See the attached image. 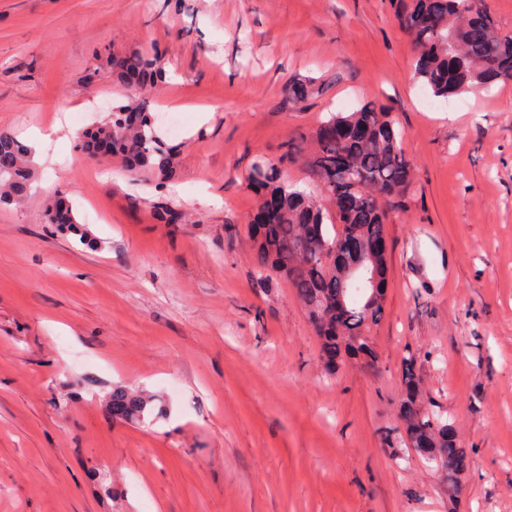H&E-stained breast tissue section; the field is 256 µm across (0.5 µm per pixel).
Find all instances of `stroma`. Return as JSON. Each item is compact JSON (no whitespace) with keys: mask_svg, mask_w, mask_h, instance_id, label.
<instances>
[{"mask_svg":"<svg viewBox=\"0 0 512 512\" xmlns=\"http://www.w3.org/2000/svg\"><path fill=\"white\" fill-rule=\"evenodd\" d=\"M394 0H0V128L39 144L29 199L0 206V512H512V82L441 99L412 71ZM158 45L148 99L179 150L159 182L76 134L127 90L96 51ZM314 93L293 103L291 83ZM373 101L414 187L386 226L377 361L329 370L293 288L254 263L259 159L316 186L284 143ZM67 194L96 248L42 222ZM165 200L189 222L156 216ZM448 411L456 485L398 447L399 370ZM123 386L153 395L113 420ZM148 403L145 398L134 395L123 387H116L110 395L109 409L113 420L138 423L144 420Z\"/></svg>","mask_w":512,"mask_h":512,"instance_id":"stroma-1","label":"stroma"}]
</instances>
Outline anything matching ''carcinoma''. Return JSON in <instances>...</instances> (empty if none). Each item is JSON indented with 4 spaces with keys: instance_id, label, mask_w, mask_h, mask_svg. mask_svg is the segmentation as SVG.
Returning a JSON list of instances; mask_svg holds the SVG:
<instances>
[{
    "instance_id": "obj_1",
    "label": "carcinoma",
    "mask_w": 512,
    "mask_h": 512,
    "mask_svg": "<svg viewBox=\"0 0 512 512\" xmlns=\"http://www.w3.org/2000/svg\"><path fill=\"white\" fill-rule=\"evenodd\" d=\"M396 3L398 22L416 49L414 77L434 96L446 98L512 81V35L499 30L484 0ZM163 65V55L156 49L128 55L98 53L87 80L95 82L103 66L113 83L133 87L143 96L158 89L165 76ZM402 138L390 113L368 101L353 112L330 114L314 131L312 150H307L302 139L286 143L281 161L305 159L333 204V217L315 197L283 181L273 164L257 160L248 175L260 198L257 211L271 210L268 219L251 223L253 258L259 268L294 288L306 310L317 312L314 325L333 369L344 350L375 363L371 329L382 318L384 301L369 289L357 298H345L346 310L336 312L341 274L332 251L345 231L385 238L389 210L402 207L412 186ZM106 142L112 143L113 152L130 174H150L161 182L175 174L177 147L159 135L144 100L112 107L107 122L82 133L79 147L93 159ZM33 177L27 146L13 131L0 128V205L22 203L30 194ZM43 221L97 246L80 228L73 205L64 195L47 203ZM400 381L404 391L399 406L402 441L413 448L430 438L423 459L435 464L448 483H456L467 470L469 457L446 411L437 405L423 406L417 356L404 357ZM147 405L148 400L123 387L114 388L109 399L112 419L127 423L143 421Z\"/></svg>"
}]
</instances>
